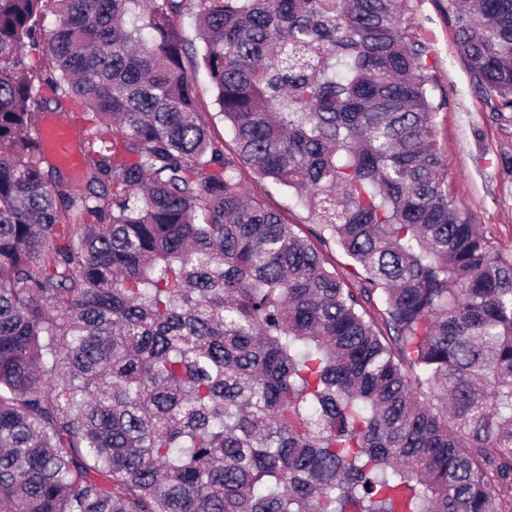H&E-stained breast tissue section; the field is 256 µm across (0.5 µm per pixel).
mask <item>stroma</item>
Masks as SVG:
<instances>
[{
  "mask_svg": "<svg viewBox=\"0 0 512 512\" xmlns=\"http://www.w3.org/2000/svg\"><path fill=\"white\" fill-rule=\"evenodd\" d=\"M404 22L429 50L428 91L436 107L449 190L512 261V177L499 164L501 153H512V122L497 118L475 92L454 45L448 0H409ZM241 179L249 193L270 207H287L289 222L299 225L303 235L315 231L307 211L287 206L284 196L259 180L252 168H242Z\"/></svg>",
  "mask_w": 512,
  "mask_h": 512,
  "instance_id": "35a3bbf8",
  "label": "stroma"
}]
</instances>
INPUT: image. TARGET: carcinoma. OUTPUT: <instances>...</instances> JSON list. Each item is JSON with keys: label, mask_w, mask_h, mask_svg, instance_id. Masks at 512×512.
Listing matches in <instances>:
<instances>
[{"label": "carcinoma", "mask_w": 512, "mask_h": 512, "mask_svg": "<svg viewBox=\"0 0 512 512\" xmlns=\"http://www.w3.org/2000/svg\"><path fill=\"white\" fill-rule=\"evenodd\" d=\"M405 8L0 0V512H512V262L448 190ZM448 14L511 113L512 0ZM194 82L196 89V101L202 112H217L214 105V91L210 84L209 78L203 69H199L194 74ZM43 143L50 149L57 162L66 168L74 180H79L84 169L83 157L73 148L82 139L85 132L79 128L76 134L74 126L63 121L47 120L41 127ZM76 134V138H75ZM241 179L244 188L249 193L262 197L270 207L279 209L286 204L284 196L269 188L264 181L259 180L254 170L249 166L241 169Z\"/></svg>", "instance_id": "carcinoma-1"}]
</instances>
